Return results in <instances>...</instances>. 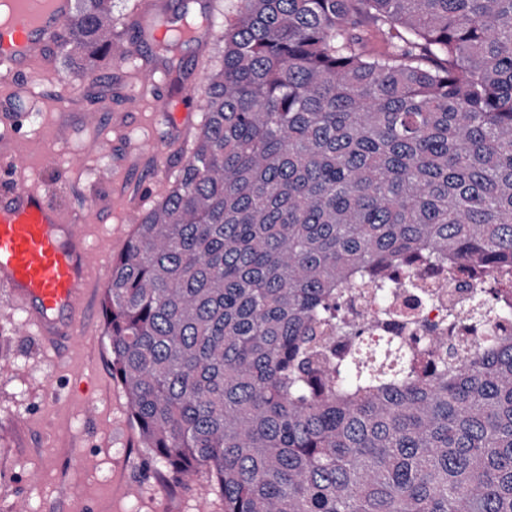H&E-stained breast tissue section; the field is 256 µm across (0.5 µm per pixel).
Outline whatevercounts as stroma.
<instances>
[{
    "label": "stroma",
    "mask_w": 512,
    "mask_h": 512,
    "mask_svg": "<svg viewBox=\"0 0 512 512\" xmlns=\"http://www.w3.org/2000/svg\"><path fill=\"white\" fill-rule=\"evenodd\" d=\"M217 66L220 49L208 34L173 58L157 57L154 43L139 46V64L164 75L171 103L183 102L189 87L203 88L197 62ZM57 77L79 86L66 111L38 110L20 137L29 148L57 140L55 165L45 178L64 206H89L96 215L86 233L103 256L97 274L106 282L112 262L126 248L133 227L119 199L142 200V184L153 160L130 145L168 137L172 115L126 100L127 73L109 59L90 74L67 63L64 50L53 57ZM108 141V157L83 153L91 140ZM94 321L69 357L54 359L25 316L0 300V512H224L206 474L181 481L159 463H147L126 397L112 374L105 335L102 292H95ZM91 456L77 462V451Z\"/></svg>",
    "instance_id": "obj_1"
}]
</instances>
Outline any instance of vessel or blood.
I'll use <instances>...</instances> for the list:
<instances>
[{
	"label": "vessel or blood",
	"instance_id": "b4317fda",
	"mask_svg": "<svg viewBox=\"0 0 512 512\" xmlns=\"http://www.w3.org/2000/svg\"><path fill=\"white\" fill-rule=\"evenodd\" d=\"M11 9L15 21L0 22V94L21 99L67 41L74 0H11ZM159 84L154 69L141 68L131 95L167 111ZM52 166L48 155L34 167L19 149H0V295L62 355L85 329L99 255L83 233L84 208L61 206L42 185V171Z\"/></svg>",
	"mask_w": 512,
	"mask_h": 512
}]
</instances>
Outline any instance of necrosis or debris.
<instances>
[{
    "label": "necrosis or debris",
    "mask_w": 512,
    "mask_h": 512,
    "mask_svg": "<svg viewBox=\"0 0 512 512\" xmlns=\"http://www.w3.org/2000/svg\"><path fill=\"white\" fill-rule=\"evenodd\" d=\"M499 277L496 271L461 275L449 268L420 266L406 269L399 284L388 288L346 286L348 330L359 336L362 349L373 356L382 355L390 341L409 352L448 326L449 312L457 310L463 314L453 327L459 348L467 355L480 351L488 333L512 328V318L500 313L479 322L468 315L481 298L484 284Z\"/></svg>",
    "instance_id": "4bbe7bcc"
}]
</instances>
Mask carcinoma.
Instances as JSON below:
<instances>
[{"instance_id": "obj_1", "label": "carcinoma", "mask_w": 512, "mask_h": 512, "mask_svg": "<svg viewBox=\"0 0 512 512\" xmlns=\"http://www.w3.org/2000/svg\"><path fill=\"white\" fill-rule=\"evenodd\" d=\"M226 2L189 156L104 288L143 447L224 512H512V335L334 342L354 281L512 272V0ZM111 11L76 0L86 66Z\"/></svg>"}]
</instances>
